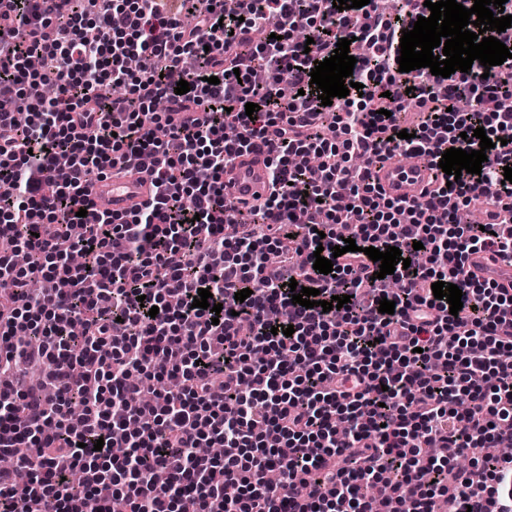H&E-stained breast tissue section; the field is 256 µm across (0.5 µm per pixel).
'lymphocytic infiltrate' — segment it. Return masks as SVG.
Wrapping results in <instances>:
<instances>
[{"instance_id": "1", "label": "lymphocytic infiltrate", "mask_w": 512, "mask_h": 512, "mask_svg": "<svg viewBox=\"0 0 512 512\" xmlns=\"http://www.w3.org/2000/svg\"><path fill=\"white\" fill-rule=\"evenodd\" d=\"M333 2L0 0V242L29 254L19 267L0 251V455L15 458L0 467V512H112L116 496L125 512L186 499L195 512H428L438 497L444 512H512V456L442 482L449 456L512 446V293L468 264L488 251L512 267V226L462 217L475 196L512 198V140L497 142L512 129V59L406 73L400 38L429 17L424 0ZM352 37L366 47L360 87L322 105L309 73ZM35 82L54 96L31 99ZM460 98L481 112L456 110ZM479 127L495 147L449 182L444 151L478 149ZM263 142L273 192L237 207L224 169ZM396 155L432 171L428 196L381 191L373 172ZM119 166L148 172L154 195L97 213L91 187ZM348 238L356 251L335 255ZM370 246L398 247L410 268L377 278ZM73 251L85 265L68 264ZM317 251L331 273L314 270ZM293 281L349 301L302 307ZM438 281L461 290L458 315ZM170 370L180 386L143 402ZM204 443L223 455L200 458Z\"/></svg>"}]
</instances>
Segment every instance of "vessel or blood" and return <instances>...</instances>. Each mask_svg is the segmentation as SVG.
Here are the masks:
<instances>
[{
	"mask_svg": "<svg viewBox=\"0 0 512 512\" xmlns=\"http://www.w3.org/2000/svg\"><path fill=\"white\" fill-rule=\"evenodd\" d=\"M268 157L269 148L263 145L251 154L238 158L235 165L224 172L225 196L250 205L264 203L271 192ZM376 178L390 196L417 198L435 186L431 170L419 163L386 162L377 170ZM153 193L151 177L137 171L95 181L92 187L96 208L100 211H131L151 198ZM472 268L482 276L490 270H497L499 285L512 288V269L497 266L490 254L477 257Z\"/></svg>",
	"mask_w": 512,
	"mask_h": 512,
	"instance_id": "1",
	"label": "vessel or blood"
}]
</instances>
